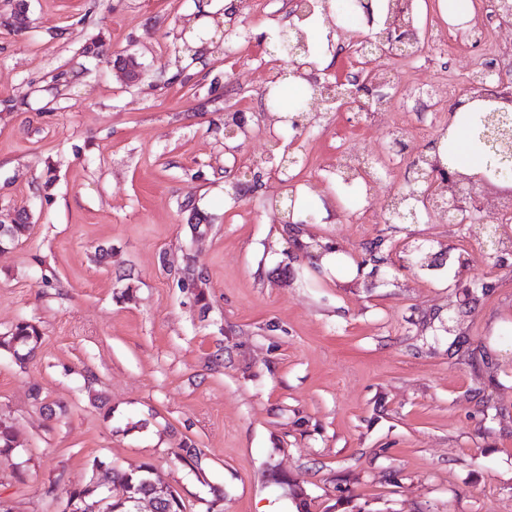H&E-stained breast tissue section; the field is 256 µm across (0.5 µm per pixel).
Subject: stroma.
Wrapping results in <instances>:
<instances>
[{"label":"stroma","instance_id":"35a3bbf8","mask_svg":"<svg viewBox=\"0 0 512 512\" xmlns=\"http://www.w3.org/2000/svg\"><path fill=\"white\" fill-rule=\"evenodd\" d=\"M420 4L427 38L385 62L393 111L342 107L296 140L265 109L281 0L229 19L220 0H0V223L31 225L0 252V333H41L33 358L0 351L14 512H61L50 483L96 459L153 463L188 512L213 485L224 512H512V247L493 260L466 228L387 207L449 119L444 98L422 125L410 92L462 90L512 45ZM354 149L382 162L370 183L336 180ZM271 154L300 157L292 183ZM376 240L382 264L359 265Z\"/></svg>","mask_w":512,"mask_h":512}]
</instances>
